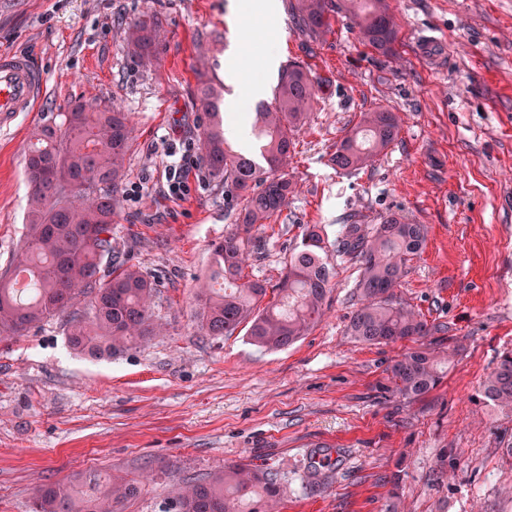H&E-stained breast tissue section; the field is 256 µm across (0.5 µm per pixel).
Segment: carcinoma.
Segmentation results:
<instances>
[{
	"mask_svg": "<svg viewBox=\"0 0 512 512\" xmlns=\"http://www.w3.org/2000/svg\"><path fill=\"white\" fill-rule=\"evenodd\" d=\"M293 19L314 38L328 27L334 8L354 23L361 41L379 54L396 53L398 31L388 0H290ZM165 38L152 15L129 29L131 57L142 65L159 58ZM319 86L300 63L281 70L275 103H260L251 115V132L261 162L233 150L227 142L222 94L211 83L197 90L202 110V149L212 175L224 181V193L245 196L237 215L248 232L271 223L293 193L285 168L294 149L293 132L305 124L317 102ZM399 132L396 113L375 108L360 114L330 156L336 170L352 173L384 154ZM128 114L100 108L81 98L36 127L25 154L28 232L8 266L0 270V340L16 339L34 327L59 319L68 347L92 358H110L157 336L161 324L152 307L159 292L152 276L121 264L101 273L112 258V223L118 214V189L133 145ZM427 228L395 215L367 231L344 224L336 253L357 258L361 306L349 332L363 345L418 341L430 335L420 314L395 297L408 257L423 247ZM252 239L228 235L211 247V269L199 285L200 330L231 336L249 326L251 341L281 350L307 335L323 314L334 287L335 266L325 249L322 228L305 227L288 257L277 299L261 305L267 288L243 275ZM25 271L31 288H16L14 273ZM448 358L421 348L401 353L389 367L396 394L414 400L438 386ZM483 391L497 407L512 412V352L504 353L483 381ZM140 486L133 478L89 471L68 483L46 484L32 498L31 512H121ZM280 496L276 473L255 465L224 466L178 487L174 512H274Z\"/></svg>",
	"mask_w": 512,
	"mask_h": 512,
	"instance_id": "cac0c4a2",
	"label": "carcinoma"
}]
</instances>
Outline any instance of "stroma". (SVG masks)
Returning a JSON list of instances; mask_svg holds the SVG:
<instances>
[{"instance_id": "1", "label": "stroma", "mask_w": 512, "mask_h": 512, "mask_svg": "<svg viewBox=\"0 0 512 512\" xmlns=\"http://www.w3.org/2000/svg\"><path fill=\"white\" fill-rule=\"evenodd\" d=\"M237 2L0 0V50L25 54L45 79L37 111L0 127V268L27 233L32 130L75 98L119 105L136 138L115 257L158 277L154 313L167 328L101 360L71 352L55 320L0 341V512H28L36 486L87 470L144 478L123 512H164L175 483L237 463L278 473L279 512H512V413L482 391L512 351V0H389L393 59L364 46L344 14L311 38L289 0L269 16ZM145 13L166 35L154 66L126 52ZM428 30L441 40L435 66L417 50ZM291 61L308 68L320 99L294 134L295 192L251 230L244 273L275 289L306 224L331 242L349 219L369 227L396 213L426 225L395 294L434 327L424 347L453 358L420 399L400 398L388 378L408 342L350 335L360 268L348 257L333 260L324 316L288 348L196 324L210 247L235 231L243 206L202 160L196 88L220 82L229 102L258 79L268 103ZM376 107L397 113L395 142L372 167L337 172V142ZM178 158L190 170L180 198L168 189Z\"/></svg>"}]
</instances>
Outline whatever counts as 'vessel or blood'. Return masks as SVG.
<instances>
[{
    "instance_id": "vessel-or-blood-1",
    "label": "vessel or blood",
    "mask_w": 512,
    "mask_h": 512,
    "mask_svg": "<svg viewBox=\"0 0 512 512\" xmlns=\"http://www.w3.org/2000/svg\"><path fill=\"white\" fill-rule=\"evenodd\" d=\"M43 75L20 53L0 52V125L19 112L36 111L43 93Z\"/></svg>"
}]
</instances>
